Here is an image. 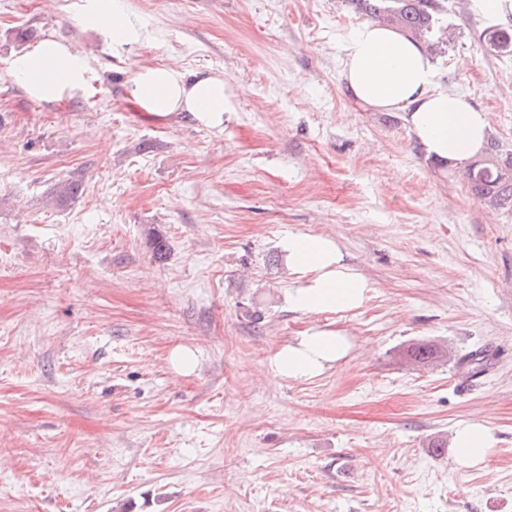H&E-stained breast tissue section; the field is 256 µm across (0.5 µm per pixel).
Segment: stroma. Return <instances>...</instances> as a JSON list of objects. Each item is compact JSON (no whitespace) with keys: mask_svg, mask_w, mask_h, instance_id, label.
<instances>
[{"mask_svg":"<svg viewBox=\"0 0 512 512\" xmlns=\"http://www.w3.org/2000/svg\"><path fill=\"white\" fill-rule=\"evenodd\" d=\"M75 0H0V512H512V211L427 158L399 111L358 103L349 0H122L150 39L114 47ZM438 87L512 148V7L448 0ZM74 44L83 90L30 98L16 27ZM223 77L211 127L131 101L137 67ZM83 191L57 205L60 180ZM170 251L156 260L152 235ZM335 239L368 278L351 313L288 304L279 243ZM352 336L310 382L268 358L313 324ZM416 343L447 349L427 364ZM198 366L174 375L170 351ZM481 420L457 470L434 441ZM489 27L484 32L486 44L497 53H512V29ZM169 362L174 373L187 376L197 369L198 356L190 347L177 346L170 352ZM497 443L491 428L483 421L456 424L452 435V465L458 470H481L490 460Z\"/></svg>","mask_w":512,"mask_h":512,"instance_id":"stroma-1","label":"stroma"}]
</instances>
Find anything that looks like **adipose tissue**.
Returning a JSON list of instances; mask_svg holds the SVG:
<instances>
[{"instance_id":"1","label":"adipose tissue","mask_w":512,"mask_h":512,"mask_svg":"<svg viewBox=\"0 0 512 512\" xmlns=\"http://www.w3.org/2000/svg\"><path fill=\"white\" fill-rule=\"evenodd\" d=\"M80 11L86 24H105L113 45L136 43L148 36L138 21L107 0H82ZM87 72L86 58L52 37L42 39L9 64L10 76L27 95L48 103L83 89ZM342 78L364 105L379 111H402L410 134L427 156L462 168L482 153L490 130L487 113L474 110L464 97L438 88L430 59L402 32L377 23L357 29L345 46ZM129 93L142 111L158 118L188 112L205 124L224 121L226 94L219 76L191 77L173 67H142L135 72ZM281 249L296 276L289 290L295 310L349 313L364 304L370 282L346 260L332 237L291 236L282 240ZM352 349L343 330L311 326L273 352L268 359L269 378L276 384L316 380L346 359ZM496 443L485 422L456 424L453 467L483 469Z\"/></svg>"}]
</instances>
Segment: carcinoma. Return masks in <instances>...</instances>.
Returning a JSON list of instances; mask_svg holds the SVG:
<instances>
[{
	"label": "carcinoma",
	"instance_id": "carcinoma-1",
	"mask_svg": "<svg viewBox=\"0 0 512 512\" xmlns=\"http://www.w3.org/2000/svg\"><path fill=\"white\" fill-rule=\"evenodd\" d=\"M353 7L365 16L393 27L416 42L426 45L432 52L444 43V29L440 15L445 0H350ZM486 44L497 53H512V29L487 28ZM468 183L479 199L500 208L512 210V150H505L495 139L487 143L483 157L467 168ZM83 183L76 179L59 182L53 192V200L61 204L76 198ZM407 356L418 363H426L447 356V350L434 344H417L407 350Z\"/></svg>",
	"mask_w": 512,
	"mask_h": 512
}]
</instances>
